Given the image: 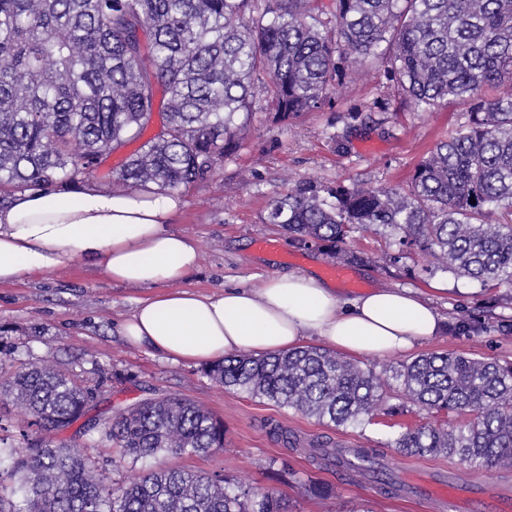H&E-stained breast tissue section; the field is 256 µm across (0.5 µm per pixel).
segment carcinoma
Masks as SVG:
<instances>
[{
  "label": "carcinoma",
  "mask_w": 512,
  "mask_h": 512,
  "mask_svg": "<svg viewBox=\"0 0 512 512\" xmlns=\"http://www.w3.org/2000/svg\"><path fill=\"white\" fill-rule=\"evenodd\" d=\"M381 59L387 79L422 112L448 98L469 121L435 144L402 190L301 182L274 197L266 222L343 260L357 234L388 228L430 266L487 289L512 285V96L484 89L512 73V0H0V188L75 186L140 142L108 174L124 191L172 192L207 180L237 145L256 93L283 118L322 108L335 81ZM157 131L146 135L154 113ZM12 372L14 403L32 416L14 434L0 416V512H287L277 492L178 467L129 484L100 482L89 458L46 442L79 421L100 381L46 362ZM227 389L264 397L336 426L372 421L384 383L328 350L232 355L209 366ZM406 401L453 419L394 439L404 455L446 456L467 471L512 467V365L427 354L396 371ZM102 441L134 463L224 447V423L178 398L147 399L115 415ZM27 442L26 453L17 439ZM359 461L390 489L366 448L314 440L308 457ZM19 478L12 486L4 478Z\"/></svg>",
  "instance_id": "1"
}]
</instances>
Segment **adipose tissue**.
Returning a JSON list of instances; mask_svg holds the SVG:
<instances>
[{
	"instance_id": "adipose-tissue-1",
	"label": "adipose tissue",
	"mask_w": 512,
	"mask_h": 512,
	"mask_svg": "<svg viewBox=\"0 0 512 512\" xmlns=\"http://www.w3.org/2000/svg\"><path fill=\"white\" fill-rule=\"evenodd\" d=\"M176 193H112L93 187L22 192L0 207V284L54 271L72 258L112 281L157 286L120 324L121 336L175 360L275 355L309 337L384 357L437 335L444 320L407 290L381 288L351 301L315 276H269L262 287L201 294L182 282L199 262L189 236L171 230Z\"/></svg>"
}]
</instances>
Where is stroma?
<instances>
[{"mask_svg": "<svg viewBox=\"0 0 512 512\" xmlns=\"http://www.w3.org/2000/svg\"><path fill=\"white\" fill-rule=\"evenodd\" d=\"M255 107L237 148L225 156L207 181L181 190V209L172 229L194 238L198 268L184 280L202 294L227 287L258 288L275 273L323 277L332 263L330 249L303 245L277 225L266 223L270 200L302 181L351 187H406L424 154L448 132L464 125L469 106L452 99L419 111L372 61L360 79L336 81L328 105L285 123L269 112L263 97ZM260 238L277 247L257 249ZM363 259L355 277L366 291L407 288L430 304L448 326L411 352L386 357L353 355L364 370L385 385L389 405L401 402L393 372L399 364L427 353L447 352L502 363L512 362V287L485 292L477 281L452 270L422 272L423 258L381 230L357 237ZM148 287L112 282L98 269L76 259L67 266L21 282L0 285V349L16 364L47 361L80 378L101 379L94 413L124 409L153 398L176 397L200 405L224 422V446L207 454L161 455L115 465L109 445L93 449L96 473L108 483H128L146 468L169 465L201 474H220L254 492L277 491L288 512H428L423 500L384 495L369 476L311 462L302 447L328 436L345 448H371L392 474L431 478L455 469L454 460L400 454L392 441L404 426L426 422L418 407L401 415L379 416L361 425L334 426L247 394L225 389L208 367L175 361L119 335L122 320ZM477 315L472 328L455 330L457 317ZM294 433L299 446L285 444L281 432ZM320 493H311V486Z\"/></svg>", "mask_w": 512, "mask_h": 512, "instance_id": "35a3bbf8", "label": "stroma"}]
</instances>
